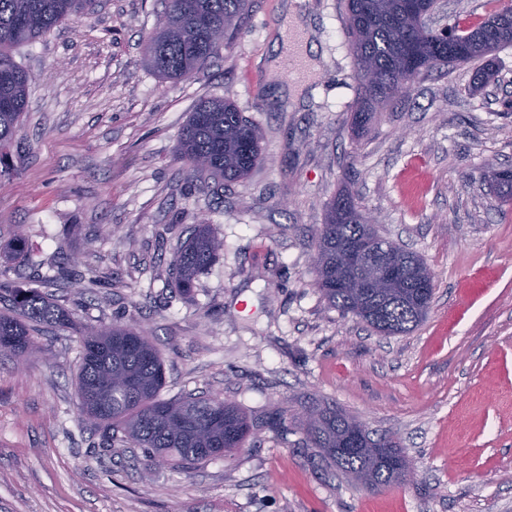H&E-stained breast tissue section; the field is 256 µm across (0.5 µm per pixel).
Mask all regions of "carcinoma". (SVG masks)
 Returning a JSON list of instances; mask_svg holds the SVG:
<instances>
[{
  "mask_svg": "<svg viewBox=\"0 0 512 512\" xmlns=\"http://www.w3.org/2000/svg\"><path fill=\"white\" fill-rule=\"evenodd\" d=\"M94 0H0V148L14 139L28 104V77L14 49L43 37L70 17L85 13ZM248 0H167L158 29L149 38L145 57L162 80H188L218 55L211 33L231 36L240 29ZM356 61L357 107L351 126L362 132L373 114L384 110L404 86L450 64L482 61L478 84L492 76L493 53L512 46V6L507 5L473 28L450 26L455 38L445 41L426 29L419 16L406 10L405 0H343ZM259 128L224 99H204L190 114L176 150L191 173H206L217 183L235 182L263 158ZM501 197L512 201V169L489 176ZM317 244L316 285L328 304L360 319L378 334H406L425 318L432 297L419 290L423 259L381 237L363 223L353 197L346 193L328 204L326 222L314 230ZM381 259L392 258L403 269L401 296L389 299L368 291L357 295L342 287L352 272L345 253L359 242ZM224 242L210 224L202 222L174 254L172 286L189 295L200 275L217 261ZM33 249L18 235L7 254L12 263L32 260ZM0 351L20 360L32 353L33 333L43 326L70 329L82 336L77 376L79 411L107 441L121 435L147 450L148 460L159 457L174 470L198 467L216 455H231L254 435L256 425L241 409L219 395L165 399V372L158 350L142 329L114 324L110 328L81 326L63 307L37 288H2ZM360 421L331 407L305 414L306 447L314 456L353 479L369 476L376 488L398 480L405 454L391 435L374 439L379 451L368 455L343 448Z\"/></svg>",
  "mask_w": 512,
  "mask_h": 512,
  "instance_id": "cac0c4a2",
  "label": "carcinoma"
}]
</instances>
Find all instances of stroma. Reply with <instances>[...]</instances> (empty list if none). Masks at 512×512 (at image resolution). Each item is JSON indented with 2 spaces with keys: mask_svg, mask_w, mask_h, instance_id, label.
Returning <instances> with one entry per match:
<instances>
[{
  "mask_svg": "<svg viewBox=\"0 0 512 512\" xmlns=\"http://www.w3.org/2000/svg\"><path fill=\"white\" fill-rule=\"evenodd\" d=\"M508 1L437 0L435 16L467 25ZM163 2L96 0L18 50L29 104L0 153V246L20 233L35 252L0 279L85 326L144 329L164 397L217 394L257 422L280 406L288 431L188 471L151 464L84 420L81 338L44 327L29 360L0 352V512H512V205L487 181L512 167V47L483 89L473 62L431 72L359 134L337 0H249L240 34L179 81L144 62ZM291 8L319 65L296 97L275 63ZM207 98L257 122L265 153L204 192L175 148ZM343 190L433 273L410 333L377 335L315 286L312 231ZM203 221L224 250L176 295L170 261ZM321 404L394 434L416 482L369 490L314 459L301 419Z\"/></svg>",
  "mask_w": 512,
  "mask_h": 512,
  "instance_id": "35a3bbf8",
  "label": "stroma"
}]
</instances>
